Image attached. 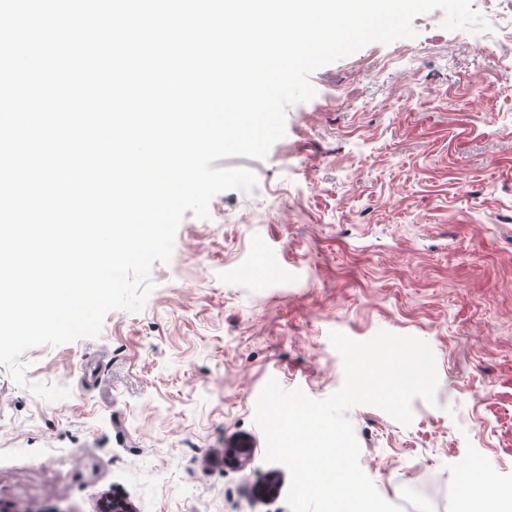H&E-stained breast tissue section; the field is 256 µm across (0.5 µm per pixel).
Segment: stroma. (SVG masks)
Returning <instances> with one entry per match:
<instances>
[{
    "label": "stroma",
    "mask_w": 512,
    "mask_h": 512,
    "mask_svg": "<svg viewBox=\"0 0 512 512\" xmlns=\"http://www.w3.org/2000/svg\"><path fill=\"white\" fill-rule=\"evenodd\" d=\"M502 43L447 30L370 43L316 70L258 178L186 215L145 307L101 333L0 366V512H290L287 468L253 421L278 379L321 400L343 384L329 334L413 335L435 355L413 421L349 412L359 462L403 512H460L461 463L512 484V0H473ZM266 249L268 261L258 257ZM248 441L242 466L224 451ZM277 476L281 492L259 489Z\"/></svg>",
    "instance_id": "1"
}]
</instances>
